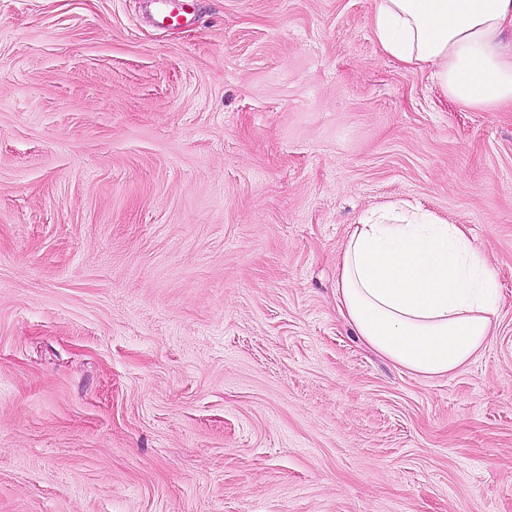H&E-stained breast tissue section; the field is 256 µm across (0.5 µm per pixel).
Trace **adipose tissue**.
I'll use <instances>...</instances> for the list:
<instances>
[{"mask_svg":"<svg viewBox=\"0 0 512 512\" xmlns=\"http://www.w3.org/2000/svg\"><path fill=\"white\" fill-rule=\"evenodd\" d=\"M372 29L384 53L430 71L459 106L512 103V0H377ZM336 293L358 336L424 379L466 365L497 316L495 280L460 228L401 206L352 228Z\"/></svg>","mask_w":512,"mask_h":512,"instance_id":"adipose-tissue-1","label":"adipose tissue"}]
</instances>
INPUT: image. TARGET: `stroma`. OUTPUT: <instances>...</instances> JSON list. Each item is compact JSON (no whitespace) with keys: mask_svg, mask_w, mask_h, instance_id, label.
<instances>
[{"mask_svg":"<svg viewBox=\"0 0 512 512\" xmlns=\"http://www.w3.org/2000/svg\"><path fill=\"white\" fill-rule=\"evenodd\" d=\"M375 0H0V512H512V108ZM471 240L498 314L424 379L336 295L365 214ZM153 19L159 25H181L188 12L190 0H148Z\"/></svg>","mask_w":512,"mask_h":512,"instance_id":"35a3bbf8","label":"stroma"}]
</instances>
